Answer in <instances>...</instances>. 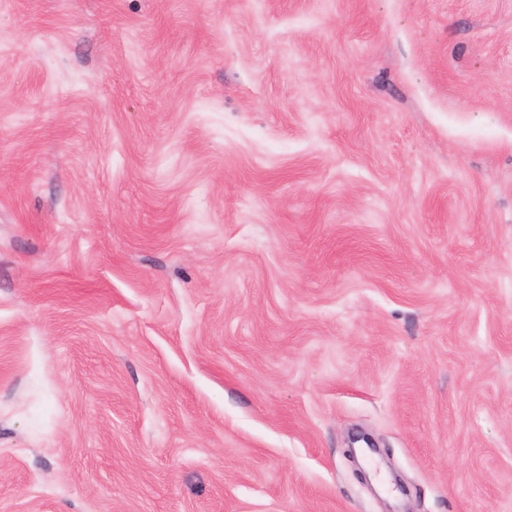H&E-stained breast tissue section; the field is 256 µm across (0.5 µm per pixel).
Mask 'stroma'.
Listing matches in <instances>:
<instances>
[{
  "instance_id": "obj_1",
  "label": "stroma",
  "mask_w": 512,
  "mask_h": 512,
  "mask_svg": "<svg viewBox=\"0 0 512 512\" xmlns=\"http://www.w3.org/2000/svg\"><path fill=\"white\" fill-rule=\"evenodd\" d=\"M391 505L512 512V0H0V512Z\"/></svg>"
}]
</instances>
